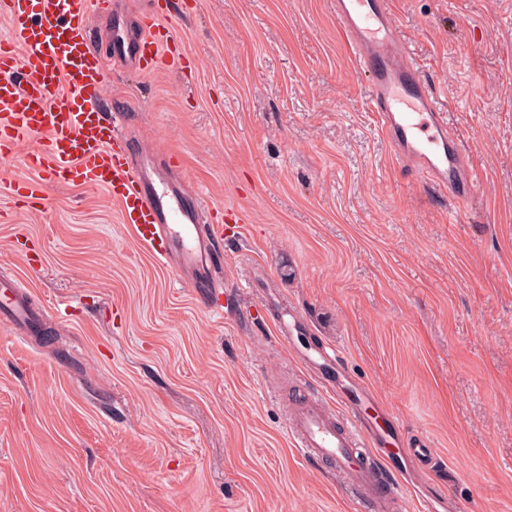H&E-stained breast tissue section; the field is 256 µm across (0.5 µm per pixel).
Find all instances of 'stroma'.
<instances>
[{
	"instance_id": "obj_1",
	"label": "stroma",
	"mask_w": 512,
	"mask_h": 512,
	"mask_svg": "<svg viewBox=\"0 0 512 512\" xmlns=\"http://www.w3.org/2000/svg\"><path fill=\"white\" fill-rule=\"evenodd\" d=\"M190 59L112 72L132 136L181 159L222 243L213 314L120 222L107 190L0 163V271L38 308L0 319V512H358L303 459L286 410L318 390L279 336L339 344L453 512H512V0H392L479 184L467 208L392 158L328 0H176ZM34 265H27V258ZM402 457L407 459L412 465L424 467L434 457V450L433 448H430V444L424 440H418L414 443L408 441L406 443V448H404V455H402Z\"/></svg>"
}]
</instances>
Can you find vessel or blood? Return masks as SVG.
Returning <instances> with one entry per match:
<instances>
[{"instance_id":"1","label":"vessel or blood","mask_w":512,"mask_h":512,"mask_svg":"<svg viewBox=\"0 0 512 512\" xmlns=\"http://www.w3.org/2000/svg\"><path fill=\"white\" fill-rule=\"evenodd\" d=\"M332 7L397 156L463 206L477 176L391 23L390 0H332ZM172 13L171 0H147L138 10L129 0H0L11 26L0 38V157L20 156L48 178L107 189L133 238L203 292L214 286L224 229L207 223L200 190L184 191L152 164L145 147L134 145L125 109L104 93L108 67L149 75L183 63L167 25ZM62 84L68 94L57 104ZM32 139L38 147L23 150ZM24 294L17 279L0 278V314L22 326L34 319ZM296 353L317 372L344 365L332 345L300 344ZM383 418L354 409L339 425L317 395L287 412L286 428L297 453L329 465L362 512H391L400 488L371 465L386 458L398 435ZM433 456L423 440L404 450L418 467Z\"/></svg>"}]
</instances>
